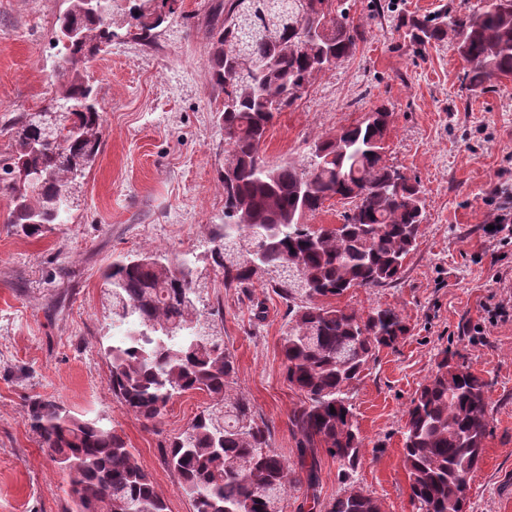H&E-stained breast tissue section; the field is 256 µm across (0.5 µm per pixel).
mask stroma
<instances>
[{
  "mask_svg": "<svg viewBox=\"0 0 512 512\" xmlns=\"http://www.w3.org/2000/svg\"><path fill=\"white\" fill-rule=\"evenodd\" d=\"M215 0H178L145 42L123 27L88 77L105 105L100 155L75 195L72 219L40 237L12 231L11 197L0 191V512H71L68 477L31 430L29 400H54L120 432L151 474L169 512L193 505L166 459L170 439L212 406L203 393L169 405L160 423L127 414L112 395L103 348L112 300L101 272L114 258L146 250L197 258L201 322L234 358L236 392L270 444L296 462L290 417L301 394L284 378L286 305L256 282L227 288L206 260L224 221V131L214 115L224 92L209 81L207 39ZM478 0H350L359 37L352 55L312 80L277 115L262 146L267 160L300 159L308 143L333 135L377 106L392 114L387 160L419 181L425 218L399 279L357 288L337 304L360 312L395 309L410 331L384 348L353 389L364 438L354 478L381 512H416L403 464L410 401L442 354L489 380L490 433L471 474L470 512H512V318L490 321L512 300V243L489 227L512 218V78L469 91L465 63L449 40L420 47L411 22L452 16ZM63 0H0V122L41 112L55 94L54 23ZM319 483L290 484L282 512H325L342 493L339 463L318 450Z\"/></svg>",
  "mask_w": 512,
  "mask_h": 512,
  "instance_id": "35a3bbf8",
  "label": "stroma"
}]
</instances>
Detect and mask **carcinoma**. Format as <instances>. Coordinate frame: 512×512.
Here are the masks:
<instances>
[{"mask_svg":"<svg viewBox=\"0 0 512 512\" xmlns=\"http://www.w3.org/2000/svg\"><path fill=\"white\" fill-rule=\"evenodd\" d=\"M66 2L54 28L61 59L50 111L20 112L4 126L12 140L0 160V189L13 202L7 223L27 237L69 219L62 198L74 196L101 148L104 111L86 72L116 36L112 0L97 15L83 13L82 0ZM126 2L128 28L148 41L177 0ZM315 2L328 5L331 22L317 40H302L295 31L307 21L298 0H218L208 29L211 81L224 89L223 108L216 111L224 163L233 171L231 181L220 179L224 223L217 225L209 258L226 288H249L271 273L284 274L271 287L287 305L285 379L303 396L290 418L300 436L296 467L271 448L269 429L234 393L233 357L223 337L200 323L192 261L146 252L115 258L102 272L112 323L132 326L104 349L112 396L123 409L156 423L177 395L203 392L214 401L167 450L195 512H279L295 470L305 472L308 487L318 483L316 448L339 462L345 484L327 512H381L379 501L351 481L364 442L351 390L376 351L396 347L409 327L389 307L364 314L325 300L399 279L421 233L423 201L407 176L390 183L396 167L386 161L379 128L391 117L385 107L315 140L300 161L267 166L262 144L275 116L323 72L322 56L338 62L356 46L347 0ZM415 28L422 45L446 35L455 40L470 90L512 77V0H479L446 29L429 19ZM268 55L275 59L271 73L257 76L242 66L227 83L231 59ZM331 198L352 208L339 229L317 235L304 219ZM230 251L236 259L228 263ZM488 388L470 366L445 356L415 392L406 411L403 464L416 512H470L466 488L488 435ZM27 420L48 455L74 463L68 471L73 512H167L151 475L115 428L42 398L29 401Z\"/></svg>","mask_w":512,"mask_h":512,"instance_id":"cac0c4a2","label":"carcinoma"}]
</instances>
